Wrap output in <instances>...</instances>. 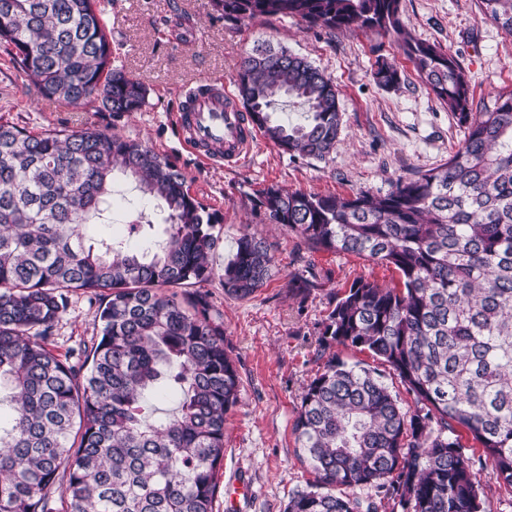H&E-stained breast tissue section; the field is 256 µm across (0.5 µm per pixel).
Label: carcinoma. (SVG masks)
Masks as SVG:
<instances>
[{
  "label": "carcinoma",
  "mask_w": 512,
  "mask_h": 512,
  "mask_svg": "<svg viewBox=\"0 0 512 512\" xmlns=\"http://www.w3.org/2000/svg\"><path fill=\"white\" fill-rule=\"evenodd\" d=\"M401 2L212 0L227 22L292 17L391 37L464 128L447 161L383 195L272 184L249 198L252 212L314 251L398 272L394 286L356 279L336 295L318 347L369 352L415 400L405 411L376 370L329 357L293 426L315 480L285 512H377L347 493L358 486L401 512H487L459 427L512 493V92L473 111L465 70L412 36ZM478 3L512 36V0ZM0 43L48 101L119 116L146 103L147 88L112 63L100 0H0ZM372 78L396 88L401 72L379 58ZM237 92L263 137L292 157L325 159L343 130L334 81L286 49L247 53ZM285 97L302 123L275 116ZM117 171L167 213L145 249L88 234L108 223ZM218 223L183 171L141 141L0 124V406H10L0 417V512H213L224 422L240 391L224 320L200 290L217 275ZM273 268L266 243L245 232L219 274L224 292L247 299ZM290 287L305 296L317 284L298 272ZM70 291L102 297L100 339L76 364L48 346ZM149 393L175 396L176 410L157 411Z\"/></svg>",
  "instance_id": "cac0c4a2"
}]
</instances>
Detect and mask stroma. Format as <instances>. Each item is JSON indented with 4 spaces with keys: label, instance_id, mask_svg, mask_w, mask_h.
<instances>
[{
    "label": "stroma",
    "instance_id": "1",
    "mask_svg": "<svg viewBox=\"0 0 512 512\" xmlns=\"http://www.w3.org/2000/svg\"><path fill=\"white\" fill-rule=\"evenodd\" d=\"M401 5L402 19L417 38L440 44L459 60L475 109L493 106L498 93L512 90V37L484 19L477 0H402ZM102 9L112 58L147 86L145 106L115 118L41 99L0 46V123L33 132L94 126L148 144L181 168L192 195L217 213L216 270H223L243 232L269 245L274 273L252 297L226 295L217 278L204 286L224 320L240 377L239 401L224 423V463L213 512H284L289 498L314 479L298 456L293 424L304 387L324 365L317 338L333 298L353 280L393 285L399 276L352 253L308 249L281 225L261 223L248 197L271 184L322 195L383 194L397 179L447 160L463 130L383 34L330 33L296 18L233 24L217 17L211 0H103ZM177 10L189 18L183 42L174 40L165 24ZM262 44L307 58L336 83L344 129L335 149L323 160L293 158L262 139L234 166L201 161L176 132L181 93L204 79L235 87L241 58ZM380 57L396 63L402 74L398 87L373 82ZM165 218L157 201L120 175L113 186L112 222L94 233L104 237L118 224H161ZM305 268L316 275L318 286L303 298L288 283ZM98 306L90 295L70 294L49 341L57 354L98 340ZM239 483L247 484L248 494L234 492Z\"/></svg>",
    "mask_w": 512,
    "mask_h": 512
}]
</instances>
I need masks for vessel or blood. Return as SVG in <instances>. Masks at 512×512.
<instances>
[{"mask_svg":"<svg viewBox=\"0 0 512 512\" xmlns=\"http://www.w3.org/2000/svg\"><path fill=\"white\" fill-rule=\"evenodd\" d=\"M179 121L186 145L208 162L237 164L258 141L257 127L227 90L186 95Z\"/></svg>","mask_w":512,"mask_h":512,"instance_id":"vessel-or-blood-1","label":"vessel or blood"}]
</instances>
